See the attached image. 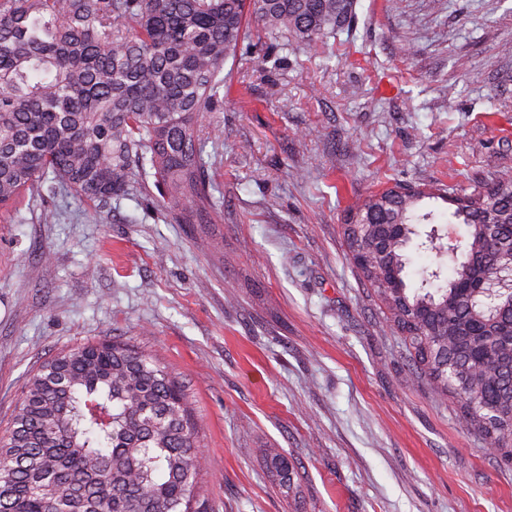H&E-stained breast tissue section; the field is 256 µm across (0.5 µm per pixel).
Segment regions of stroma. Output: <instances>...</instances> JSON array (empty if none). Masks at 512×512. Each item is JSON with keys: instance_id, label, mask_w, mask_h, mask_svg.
<instances>
[{"instance_id": "stroma-1", "label": "stroma", "mask_w": 512, "mask_h": 512, "mask_svg": "<svg viewBox=\"0 0 512 512\" xmlns=\"http://www.w3.org/2000/svg\"><path fill=\"white\" fill-rule=\"evenodd\" d=\"M223 76L201 120L221 223L137 181L0 208V436L46 359L120 340L183 387L204 512H512V464L415 377L344 234L394 185L512 173V0H355L314 50L253 21Z\"/></svg>"}]
</instances>
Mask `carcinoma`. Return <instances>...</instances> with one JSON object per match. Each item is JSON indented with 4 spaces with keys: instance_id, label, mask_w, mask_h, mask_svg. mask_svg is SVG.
Here are the masks:
<instances>
[{
    "instance_id": "cac0c4a2",
    "label": "carcinoma",
    "mask_w": 512,
    "mask_h": 512,
    "mask_svg": "<svg viewBox=\"0 0 512 512\" xmlns=\"http://www.w3.org/2000/svg\"><path fill=\"white\" fill-rule=\"evenodd\" d=\"M353 0H0V205L60 183L98 207L145 170L159 204L187 224L219 218L199 118L220 110L224 63L247 15L311 45L341 28ZM448 202L439 188L395 185L349 212V247L405 333L414 366L439 396L512 461V288L474 298L457 284L512 253V175ZM466 228L470 263L448 256L412 288L418 224ZM498 415L490 416V409ZM199 440L182 386L153 355L99 341L60 352L29 378L0 437V512H200Z\"/></svg>"
}]
</instances>
